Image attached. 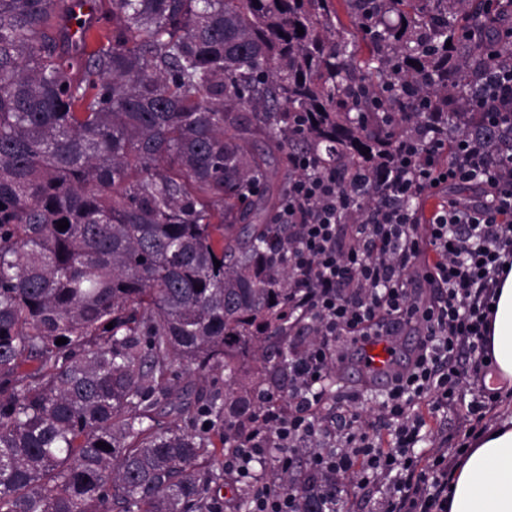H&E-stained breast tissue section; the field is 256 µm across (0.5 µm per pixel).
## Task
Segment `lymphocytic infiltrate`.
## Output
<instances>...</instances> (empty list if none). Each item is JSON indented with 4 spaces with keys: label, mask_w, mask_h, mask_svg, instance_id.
Returning a JSON list of instances; mask_svg holds the SVG:
<instances>
[{
    "label": "lymphocytic infiltrate",
    "mask_w": 512,
    "mask_h": 512,
    "mask_svg": "<svg viewBox=\"0 0 512 512\" xmlns=\"http://www.w3.org/2000/svg\"><path fill=\"white\" fill-rule=\"evenodd\" d=\"M492 66L458 117L482 134L449 136L429 93L414 95L403 132L374 171H318L296 155L278 216L288 231L290 305L288 391H262V408L234 436L226 471L251 493L250 512H299L292 481L320 478L321 512H340L345 482L389 485L376 512H445L447 448L419 467L430 421L448 413L464 388L490 368L483 344L505 267H512V146L491 147L502 116L512 117V25L489 43ZM466 187L468 201H443L432 213L419 200L437 188ZM414 336L404 364L375 412L358 391L327 395L336 370L358 360L359 341ZM333 400L335 412L320 407ZM376 415L385 444L369 434ZM277 451L274 472L257 458Z\"/></svg>",
    "instance_id": "f902f5d3"
}]
</instances>
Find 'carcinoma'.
<instances>
[{
    "mask_svg": "<svg viewBox=\"0 0 512 512\" xmlns=\"http://www.w3.org/2000/svg\"><path fill=\"white\" fill-rule=\"evenodd\" d=\"M342 2L360 44L335 0H112L86 51L67 0H0V512H221L220 457L288 371L272 178L373 170L386 103L492 63L487 0ZM177 364L224 402H183Z\"/></svg>",
    "mask_w": 512,
    "mask_h": 512,
    "instance_id": "carcinoma-1",
    "label": "carcinoma"
}]
</instances>
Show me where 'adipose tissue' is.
Masks as SVG:
<instances>
[{"instance_id":"ef3b65f1","label":"adipose tissue","mask_w":512,"mask_h":512,"mask_svg":"<svg viewBox=\"0 0 512 512\" xmlns=\"http://www.w3.org/2000/svg\"><path fill=\"white\" fill-rule=\"evenodd\" d=\"M485 342L498 379L512 382V272L497 290ZM447 512H512V418L474 435L451 471Z\"/></svg>"}]
</instances>
